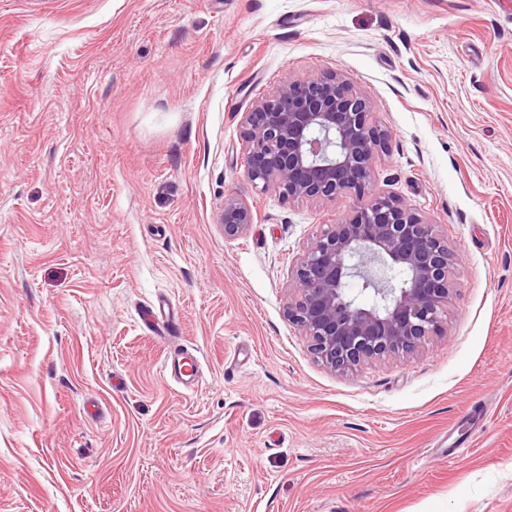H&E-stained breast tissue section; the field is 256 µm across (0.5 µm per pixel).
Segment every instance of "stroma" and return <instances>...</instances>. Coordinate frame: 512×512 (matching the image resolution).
Instances as JSON below:
<instances>
[{"label": "stroma", "instance_id": "obj_1", "mask_svg": "<svg viewBox=\"0 0 512 512\" xmlns=\"http://www.w3.org/2000/svg\"><path fill=\"white\" fill-rule=\"evenodd\" d=\"M325 71L391 132L373 191L459 258L445 335L349 374L286 304L360 200L256 188L240 137ZM0 512H512V0H0ZM218 222L224 226V235L237 238L244 235L254 222L251 208L233 195L225 196L220 207ZM148 328L160 339L174 342L180 336V317L177 309L166 300L158 299L144 313ZM199 360L193 353L178 351L170 360V374L185 389H192L198 383Z\"/></svg>", "mask_w": 512, "mask_h": 512}]
</instances>
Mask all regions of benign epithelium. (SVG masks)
Wrapping results in <instances>:
<instances>
[{
	"instance_id": "1",
	"label": "benign epithelium",
	"mask_w": 512,
	"mask_h": 512,
	"mask_svg": "<svg viewBox=\"0 0 512 512\" xmlns=\"http://www.w3.org/2000/svg\"><path fill=\"white\" fill-rule=\"evenodd\" d=\"M247 177L292 200L325 203L352 189L366 202L331 224L292 270L288 317L334 372L413 355L442 331L458 256L448 240L404 201L369 194L371 169L390 131L372 120L370 101L336 72L284 81L275 95L243 113ZM224 236L244 235L251 208L224 197ZM355 280L357 293L348 291Z\"/></svg>"
}]
</instances>
